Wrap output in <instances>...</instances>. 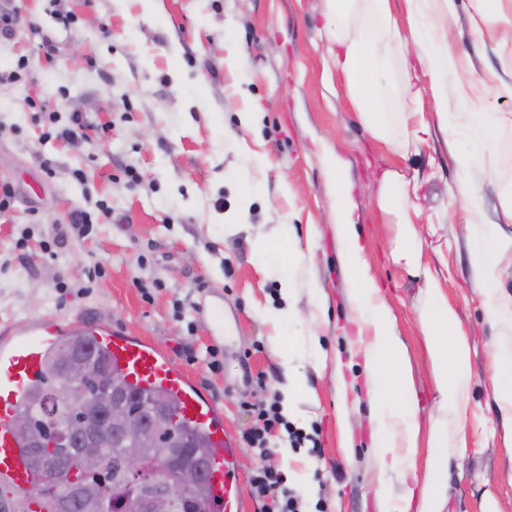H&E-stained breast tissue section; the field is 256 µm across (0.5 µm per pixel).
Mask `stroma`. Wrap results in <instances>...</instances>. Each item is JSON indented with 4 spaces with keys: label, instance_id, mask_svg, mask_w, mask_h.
Returning a JSON list of instances; mask_svg holds the SVG:
<instances>
[{
    "label": "stroma",
    "instance_id": "obj_1",
    "mask_svg": "<svg viewBox=\"0 0 512 512\" xmlns=\"http://www.w3.org/2000/svg\"><path fill=\"white\" fill-rule=\"evenodd\" d=\"M448 44L456 60L442 78L450 118L440 123L430 80L421 77L420 120L432 134L400 158L363 129L346 80L323 67L327 0H0L12 33L0 36V183L13 208L0 213V329L30 317L100 318L171 352L175 364L224 408L241 438L255 423L246 405L290 401L291 430L317 439L318 453L275 432L270 462L286 475L303 512H376L363 361L350 322L351 276L334 224L340 208L328 158L346 163L348 203L373 274L385 288L409 347L421 414L432 381L416 323L417 283L391 263L392 233L375 203L378 179L402 170L418 191L414 223L474 338L473 445L459 460L452 512H482L493 494L512 512V450L492 398L484 296L470 261L469 225L506 223L512 168L500 179L474 168L478 210L456 198L455 157L472 150L455 114L460 96L506 119L500 147L512 150V0H454ZM501 15L493 30L484 13ZM53 57L44 54L45 45ZM18 79H9L10 71ZM50 100L58 125L82 113L80 140L44 139L29 101ZM54 162L46 176L43 159ZM82 170L75 178L74 170ZM110 208L92 229L73 210ZM306 253L292 262L294 252ZM294 292L283 299L281 284ZM224 301V335L206 313ZM296 312L276 313L285 304ZM319 308L316 321L309 309ZM318 337L323 357L281 352ZM220 347L219 367L209 348ZM303 382L287 392L290 378ZM241 448L235 479L241 512H260L251 479L269 462Z\"/></svg>",
    "mask_w": 512,
    "mask_h": 512
}]
</instances>
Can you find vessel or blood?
Returning <instances> with one entry per match:
<instances>
[{"mask_svg":"<svg viewBox=\"0 0 512 512\" xmlns=\"http://www.w3.org/2000/svg\"><path fill=\"white\" fill-rule=\"evenodd\" d=\"M76 333L89 336L95 348L105 350L134 389H163L175 396L182 422L203 430L209 443L210 495L205 512H238L240 489L231 471L239 450L224 430L223 408L176 366L168 351L100 319L28 318L13 324L9 338L0 341V476L18 488L32 483L34 472L21 450L12 418L39 381L47 353L63 337Z\"/></svg>","mask_w":512,"mask_h":512,"instance_id":"1","label":"vessel or blood"}]
</instances>
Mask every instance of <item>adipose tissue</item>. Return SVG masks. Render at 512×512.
<instances>
[{
    "label": "adipose tissue",
    "mask_w": 512,
    "mask_h": 512,
    "mask_svg": "<svg viewBox=\"0 0 512 512\" xmlns=\"http://www.w3.org/2000/svg\"><path fill=\"white\" fill-rule=\"evenodd\" d=\"M335 22L327 32L329 68L347 81L349 98L360 122L373 139L395 155L407 157L411 147L428 134L426 123L413 110L422 97L420 74L439 82L451 65L448 27L453 0H408L409 24L415 33L414 51L392 14L389 0H328ZM398 98L401 113L391 115L387 105ZM460 120L474 134L473 150L456 160L460 170L458 192L472 201L469 173L485 161L497 134L484 113L474 111L469 98L460 101ZM415 188L397 169L384 173L376 197L379 210L391 226L390 256L421 278V298L415 308L427 350L435 406L427 423L418 419L413 367L396 330L386 295L371 274L349 207H342L336 236L346 246L345 265L351 273V321L369 386V416L373 424L372 456L378 512H448L453 474L452 460L468 453V427L476 419L472 393V342L459 314L448 301L438 275L424 262L425 241L411 214ZM512 262V235H477L472 263L483 284L485 319L497 334L492 355L493 398L500 416L503 444L512 447V295L498 280L503 262Z\"/></svg>",
    "instance_id": "obj_1"
}]
</instances>
